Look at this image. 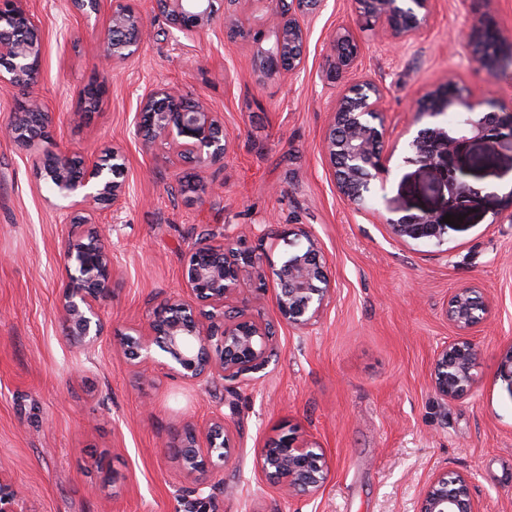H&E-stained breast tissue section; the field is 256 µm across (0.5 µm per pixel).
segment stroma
I'll return each instance as SVG.
<instances>
[{
	"instance_id": "1",
	"label": "stroma",
	"mask_w": 512,
	"mask_h": 512,
	"mask_svg": "<svg viewBox=\"0 0 512 512\" xmlns=\"http://www.w3.org/2000/svg\"><path fill=\"white\" fill-rule=\"evenodd\" d=\"M113 0L76 13L70 0H27L44 37L37 81L0 87V122L38 100L49 116L31 148L0 137V475L29 512H416L422 487L442 473L465 474L480 512H512V387L501 373L512 348V153L472 146L458 164L476 196L448 202L446 186L409 161L412 103L447 80L473 100L512 108V63L488 71L471 55L485 29L512 52V0H436L428 27L398 46L360 29L356 0H328L302 18L306 61L296 73L259 77L255 50L272 0H240L241 35L223 15L194 38L177 31L154 0L139 51L108 75L99 60ZM353 32V69L326 76L332 35ZM383 91V179L372 208L341 195L322 145L349 82ZM105 91L92 111L81 93ZM178 86L224 117L222 162L198 171L204 198L182 189V167L135 136L140 97ZM72 150L94 160L119 151L126 195L101 211L114 266L104 334L76 348L60 314L68 225L35 160ZM432 211L460 218L445 249L405 243L385 220ZM268 224L314 235L334 292L320 320L279 325L265 369L199 386L165 365L141 378L118 337L144 329L156 304L181 289L189 248L206 233L246 239L268 288L256 316L275 319V271L286 251L263 237ZM489 302L469 339L479 356L472 391L439 399L430 386L437 349L459 336L445 309L460 288ZM224 415L233 446L215 480L193 492L170 441L185 424ZM295 427L327 457L329 478L313 498L285 497L261 473L270 436Z\"/></svg>"
}]
</instances>
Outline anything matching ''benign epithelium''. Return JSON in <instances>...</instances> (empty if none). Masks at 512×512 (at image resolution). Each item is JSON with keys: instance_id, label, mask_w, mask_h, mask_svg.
Returning a JSON list of instances; mask_svg holds the SVG:
<instances>
[{"instance_id": "7a95c632", "label": "benign epithelium", "mask_w": 512, "mask_h": 512, "mask_svg": "<svg viewBox=\"0 0 512 512\" xmlns=\"http://www.w3.org/2000/svg\"><path fill=\"white\" fill-rule=\"evenodd\" d=\"M278 9L268 22L272 41L256 51L255 66L264 76L288 70L296 72L305 62L307 33L298 19L301 13L318 14L326 0H276ZM158 10L185 37L207 30L215 18V0H155ZM362 26L378 30L384 37L399 40L419 33L433 13L434 0H357ZM145 16L135 0H116L106 34L105 60L116 67L139 50ZM336 60L328 77L334 79L353 67L360 45L350 32L333 39ZM43 42L26 0H0V85L25 87L39 76ZM474 61L484 69L498 67L505 55L501 49L488 51L485 40L472 50ZM449 80L417 102L414 112L420 123L408 143L410 161L427 169L434 181L448 187L449 198L474 196L478 190L461 178L457 156L472 145L485 150L512 152V111H484L482 103ZM379 85L369 79L354 81L336 103L333 123L324 149L333 165L340 192L354 204L367 200L370 181L382 168L385 125L378 103ZM448 112L463 116L458 125L434 121ZM48 115L33 100L21 112L0 125V134L28 147L45 133ZM135 134L161 148L174 167L184 164L208 168L224 159L228 137L224 118L210 107L172 87L150 91L140 98ZM123 157L88 160L73 151L51 153L42 159L46 179L63 207V223L74 231L68 235L64 252L65 281L61 310L68 336L89 347L102 334L101 311L112 299V256L96 241L100 236L97 212L119 204L125 186L119 181ZM399 240L440 247L448 240L450 225L440 216L423 212L387 219ZM287 247L276 270L275 306L278 320L292 328L315 324L330 298L332 280L328 262L318 241L304 232L277 225L265 230ZM189 299L171 296L153 309L145 332L120 338L132 359H150L153 348L164 353L167 367L182 379L200 383L218 375L237 380L263 368L272 356L275 324L255 319L247 307L228 308L246 279L255 281L259 293L251 304L262 303L265 277L256 254L242 239L227 235L204 237L187 253L182 268ZM448 320L465 333L480 324L488 303L473 288H462L449 300ZM477 349L466 337L437 349L430 374L431 388L443 400L467 395L475 383ZM179 458L186 477L199 491L224 466L232 438L224 414H216L204 427L186 425L177 431ZM260 471L288 496H314L325 487L329 467L325 453L316 443L289 429L269 439L258 451ZM0 512H28L13 485L0 476ZM417 512H479L465 475L433 478L426 486Z\"/></svg>"}]
</instances>
